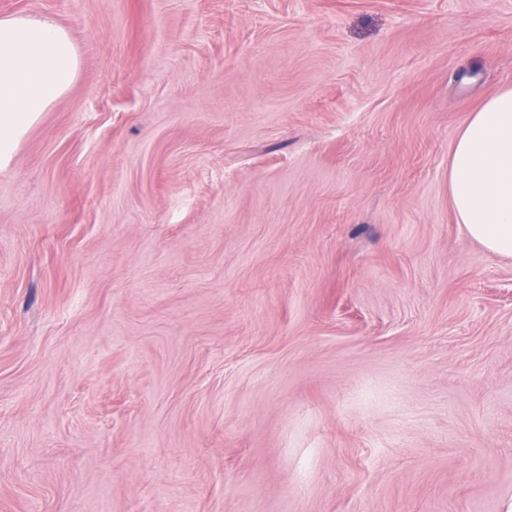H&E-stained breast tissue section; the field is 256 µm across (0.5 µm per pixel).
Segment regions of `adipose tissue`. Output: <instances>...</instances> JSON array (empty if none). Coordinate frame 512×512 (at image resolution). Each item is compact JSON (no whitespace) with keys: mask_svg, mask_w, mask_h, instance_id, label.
Returning a JSON list of instances; mask_svg holds the SVG:
<instances>
[{"mask_svg":"<svg viewBox=\"0 0 512 512\" xmlns=\"http://www.w3.org/2000/svg\"><path fill=\"white\" fill-rule=\"evenodd\" d=\"M79 69L61 24L36 14L0 18V168L42 112L71 89ZM448 186L465 233L493 254L512 256V86L486 100L459 132Z\"/></svg>","mask_w":512,"mask_h":512,"instance_id":"adipose-tissue-1","label":"adipose tissue"}]
</instances>
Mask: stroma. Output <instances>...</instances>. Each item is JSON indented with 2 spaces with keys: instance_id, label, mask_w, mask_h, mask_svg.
Here are the masks:
<instances>
[{
  "instance_id": "obj_1",
  "label": "stroma",
  "mask_w": 512,
  "mask_h": 512,
  "mask_svg": "<svg viewBox=\"0 0 512 512\" xmlns=\"http://www.w3.org/2000/svg\"><path fill=\"white\" fill-rule=\"evenodd\" d=\"M76 84L0 170V512H512V257L448 163L512 0H0Z\"/></svg>"
}]
</instances>
